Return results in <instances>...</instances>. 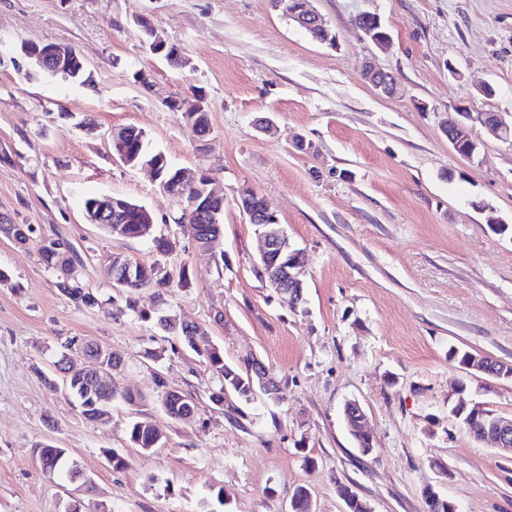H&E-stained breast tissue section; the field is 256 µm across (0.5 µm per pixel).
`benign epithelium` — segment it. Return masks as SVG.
Wrapping results in <instances>:
<instances>
[{"label":"benign epithelium","mask_w":512,"mask_h":512,"mask_svg":"<svg viewBox=\"0 0 512 512\" xmlns=\"http://www.w3.org/2000/svg\"><path fill=\"white\" fill-rule=\"evenodd\" d=\"M314 0H297L292 4L288 11L289 19L293 20L299 27L305 30L318 28L321 30L322 41L331 42L335 36L330 30L321 15L313 6ZM140 25L146 34L150 49L153 53L161 55L166 52L168 43L157 34L151 23L146 20H140ZM21 52L29 59L35 61L39 67H52L58 71L67 69L73 64L84 66L80 55L72 50L65 49L55 43L47 42L41 44L28 43L21 46ZM362 76L365 81L373 86L377 91L384 95H391L395 91V82L393 76L371 64H366L363 68ZM192 111L194 114L187 118V121L195 127L199 137H206L210 134V127L206 126L204 116L207 112L205 100H194ZM479 125L490 130L498 138L512 142V122H507L499 112H459L443 123L444 134L448 137V142L452 148L457 151H466V156L471 157L478 147L473 140L471 129ZM129 136V130L121 128L112 131V145L118 148L116 155L118 159L126 166L137 167L142 165L153 171L155 178L162 177L159 171V164L156 162L136 163V159L125 152L119 151L123 143ZM198 176H188L185 171H180L174 183L180 186L179 191L172 194V197L183 202L184 220L193 224L194 234H199L198 225L194 224V218L197 216L206 219L209 224H220L218 212L209 208V204L216 198V195L209 189L187 196L189 189L196 188ZM238 209L248 217L249 223L258 227V233L263 239V250L261 259L264 268L269 275L271 285L277 288V292L289 296L291 300L303 295L301 283L298 281L296 271H302L307 266V257L303 250L293 247L290 244L287 233L281 227L276 215L271 212L257 193L252 191H243L236 199ZM128 205L115 201L112 196L104 194L97 203L90 207L83 208L84 219L88 224H95L98 227H104V218L111 217L114 223L112 232L121 230V217ZM52 264L63 267L67 271V276H73L76 259L73 258L70 249L63 245L51 246ZM111 263L113 283L118 288L127 286L131 279L132 264L122 259L120 256L109 257ZM95 365L89 367L83 363H71L72 369L64 372L63 382H68V376L73 373H79L83 377L89 378L92 384L103 390L112 389V361L99 354L94 357ZM463 367L476 370L484 374H490L497 378H512V368L509 369L500 363L485 357L473 356L463 363ZM250 381L257 384L263 393L273 399L280 397L281 388L279 383L272 376L269 368L258 358H250ZM474 415L486 419L484 431L485 441L494 448L503 451H512V419H505L494 413L486 412V405H473ZM347 414L354 415L358 428L354 429L358 447L369 454L373 451L372 438L366 430V413L361 404L356 401L347 402Z\"/></svg>","instance_id":"benign-epithelium-1"}]
</instances>
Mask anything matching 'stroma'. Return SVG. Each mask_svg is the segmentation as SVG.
<instances>
[{
	"mask_svg": "<svg viewBox=\"0 0 512 512\" xmlns=\"http://www.w3.org/2000/svg\"><path fill=\"white\" fill-rule=\"evenodd\" d=\"M336 35L314 40L274 0H0V215L28 225L27 244L0 236V512H289L307 487L313 512H343L349 485L373 512H427L431 485L458 512H512V454L477 443L453 415L461 402L512 417V380L469 371L449 348L512 365V142L475 127L465 158L442 131L457 109L512 118V0H315ZM377 14L382 50L354 23ZM147 18L188 59L153 54ZM53 42L82 57L91 86L36 70L24 43ZM398 90L379 95L365 62ZM145 72L149 88L133 79ZM495 89L479 95L483 84ZM201 94L211 134L200 138L174 103ZM134 126L177 167L211 171L224 198L214 254L199 253L180 204L141 168L121 163L108 132ZM314 145L307 153L296 136ZM264 198L309 264L304 306L292 307L256 272L261 241L237 208L241 190ZM107 193L153 214L152 237L123 239L85 223L82 197ZM61 237L80 256L78 283L98 303L62 294L39 261V241ZM177 240L170 252L157 239ZM119 253L187 271L169 309L219 345L225 362L261 359L283 387L239 411L212 402L220 388L203 357L154 324V291L136 310L103 260ZM91 339L120 352V392L142 395L163 434L132 447L134 406L87 420L50 364ZM192 397L191 422L171 419L155 377ZM364 407L374 439L361 454L343 418ZM66 449L93 478L84 492L46 472L34 450ZM128 464L115 470L104 451Z\"/></svg>",
	"mask_w": 512,
	"mask_h": 512,
	"instance_id": "35a3bbf8",
	"label": "stroma"
}]
</instances>
